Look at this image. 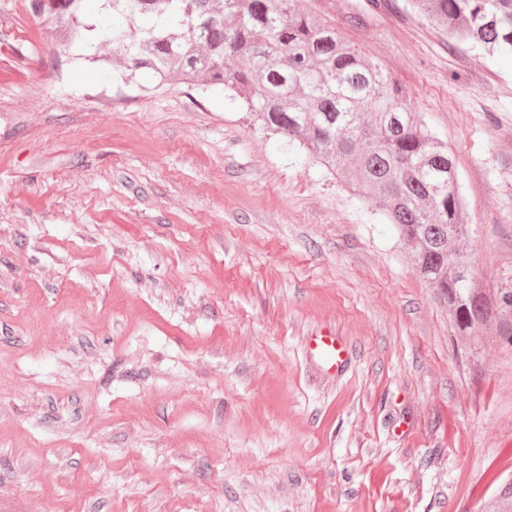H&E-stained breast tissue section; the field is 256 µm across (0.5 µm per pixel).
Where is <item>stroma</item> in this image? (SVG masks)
<instances>
[{
  "label": "stroma",
  "instance_id": "stroma-1",
  "mask_svg": "<svg viewBox=\"0 0 512 512\" xmlns=\"http://www.w3.org/2000/svg\"><path fill=\"white\" fill-rule=\"evenodd\" d=\"M0 0V512H489L512 344L239 101L123 81ZM453 156L470 284L512 289V60L409 0H297ZM350 359L323 374L309 337Z\"/></svg>",
  "mask_w": 512,
  "mask_h": 512
}]
</instances>
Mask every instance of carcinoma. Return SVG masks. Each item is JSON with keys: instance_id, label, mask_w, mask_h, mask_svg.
Segmentation results:
<instances>
[{"instance_id": "obj_1", "label": "carcinoma", "mask_w": 512, "mask_h": 512, "mask_svg": "<svg viewBox=\"0 0 512 512\" xmlns=\"http://www.w3.org/2000/svg\"><path fill=\"white\" fill-rule=\"evenodd\" d=\"M31 0L76 58L98 62L108 42L122 79L142 72L158 84L232 91L247 112L290 147L344 179L412 246L421 276L475 332L512 310V290L493 299L469 286L455 243L467 236L457 170L379 64L296 0ZM461 43L512 58V0H412ZM493 512H512V481Z\"/></svg>"}]
</instances>
